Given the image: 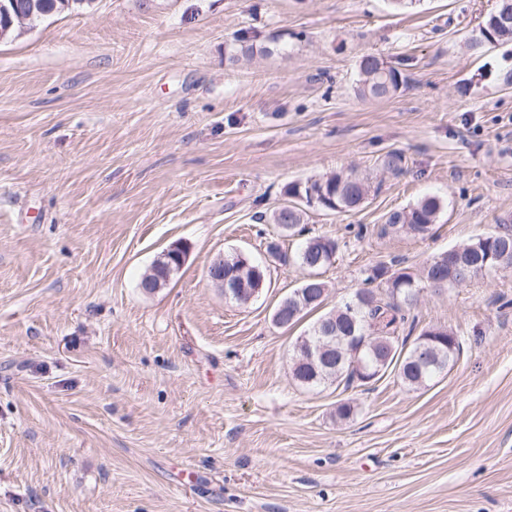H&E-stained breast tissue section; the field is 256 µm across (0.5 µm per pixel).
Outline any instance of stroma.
I'll return each mask as SVG.
<instances>
[{
    "mask_svg": "<svg viewBox=\"0 0 512 512\" xmlns=\"http://www.w3.org/2000/svg\"><path fill=\"white\" fill-rule=\"evenodd\" d=\"M494 5L93 0L0 38V512H512V270L421 290L415 332L462 348L418 388H304L317 315L272 320L309 275L270 220L289 183L372 185L304 217L338 243L327 311L371 266L417 272L512 222V45H471ZM239 39L256 53L234 63ZM368 54L396 94L358 95ZM427 195L430 234H382ZM233 251L266 268L246 305L207 276Z\"/></svg>",
    "mask_w": 512,
    "mask_h": 512,
    "instance_id": "stroma-1",
    "label": "stroma"
}]
</instances>
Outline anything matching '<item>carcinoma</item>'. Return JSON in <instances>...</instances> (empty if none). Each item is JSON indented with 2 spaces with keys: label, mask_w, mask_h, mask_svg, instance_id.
<instances>
[{
  "label": "carcinoma",
  "mask_w": 512,
  "mask_h": 512,
  "mask_svg": "<svg viewBox=\"0 0 512 512\" xmlns=\"http://www.w3.org/2000/svg\"><path fill=\"white\" fill-rule=\"evenodd\" d=\"M65 0H18L21 8L30 15L26 27L32 28L47 17L66 12ZM512 10V0H498L495 7L484 18L482 27L485 35L479 42L494 40L501 44L512 43V28H504L496 21L503 7ZM358 94L365 99H380L397 93L404 81L401 73L375 55H365L358 64ZM369 192L368 180L355 173L334 174L324 180H306L288 185L285 195L288 200L271 215L287 237L304 232V207H315L336 213L349 212L360 207ZM443 208L442 201L434 196L424 197L414 205L401 211L388 214L382 232H405L424 235L436 223ZM497 241L503 244L495 261L489 263L486 272H498L512 269V227L504 224L493 233ZM321 236H312L305 240L297 259L310 272H317L332 264L329 252H320ZM255 274L265 275L262 267L250 262L247 268L236 260V254L227 255L224 263V278L231 281L243 278L252 284ZM364 282L383 284L381 289L371 291L370 301L360 310L350 313L346 304L322 314L310 327L304 338L312 343L319 342L320 327L325 323L336 326V331L327 339V343L338 351L348 348L355 356L336 361V367L325 370L318 365L292 363V376L301 385L319 387L326 385L353 384L365 385L362 381L359 364L379 372L383 378L388 372H396L399 380L411 388L420 387L433 378L448 371L460 352V340L452 332L432 341L433 330H425L412 344L401 336L409 319V310L417 300L420 284L442 282V287H459L468 283L475 274L461 278L448 277V265L437 254L426 262L421 275L406 268L389 272L384 264L375 265L365 271ZM322 303L309 307H297L295 295L283 299L273 313V321L280 327L297 323L304 315L318 310Z\"/></svg>",
  "instance_id": "cac0c4a2"
}]
</instances>
